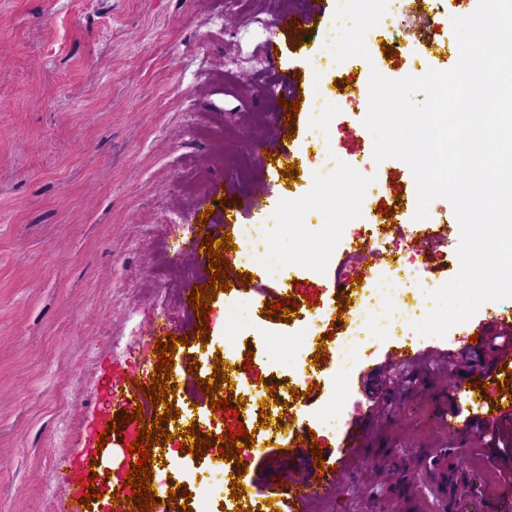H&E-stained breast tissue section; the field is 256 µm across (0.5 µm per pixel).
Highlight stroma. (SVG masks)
<instances>
[{
	"label": "stroma",
	"instance_id": "1",
	"mask_svg": "<svg viewBox=\"0 0 512 512\" xmlns=\"http://www.w3.org/2000/svg\"><path fill=\"white\" fill-rule=\"evenodd\" d=\"M297 0H0V512H50L54 502L84 494L89 445L105 438L112 450L109 480L92 512H111L112 491L125 485L123 450L138 426L106 432L126 413L127 392L111 393L103 379H152L154 351L136 344L144 313L182 339L174 364L197 362V377L212 381L216 365L236 412L216 415L186 390L168 394L175 407L174 443L155 446L150 485L157 501L177 486L238 481V507L256 512L268 499L284 498L281 474L300 471L312 454L335 449L351 424L369 434L346 464L343 495L308 512H392L400 459L417 471V445L431 434L438 379L451 390L467 389L471 376L448 363L443 351L460 347L490 315L481 306L446 336L416 337L411 330L377 339L336 382V347L353 330L350 308L364 288L344 294L336 285V258L365 225L413 219L416 184L403 161L373 157V138L363 120L369 57L393 52L397 77L452 68L459 49L452 18L471 14L478 0H438L429 16V39H396L395 27L370 30L368 58L353 57L340 72L351 80L341 108L326 121L329 139L354 175L336 191L335 212L316 197L323 156L313 142V115L300 113L285 144L306 166L295 179L267 173L269 190L242 218L270 224L272 243L290 251L317 225L343 224L331 256L321 263L291 261L277 275L241 257L226 256L237 287L212 300L207 334H199L197 309L185 305L183 281L172 269L174 251L193 236L202 212L215 201L234 200L245 189L231 162L249 139L273 134L276 77H290L300 98L321 99L315 75L327 63L338 0H317L313 34L282 30L276 14ZM280 50L269 58L266 46ZM370 189L368 207L348 219L355 190ZM428 223L446 227L448 242L425 271L444 285L458 273L460 228L451 203L428 207ZM245 294L252 302L248 331L235 333L224 319L225 303ZM297 297L288 318L267 316L268 303ZM304 335L301 370H275L263 354V336ZM237 347L225 354L224 340ZM399 342L426 355L397 366L377 396L387 399L384 417L367 416L372 398L363 380ZM323 362H315L317 351ZM244 426L250 438L242 459L189 453L188 428L221 437ZM195 433V434H196ZM247 471H238V463Z\"/></svg>",
	"mask_w": 512,
	"mask_h": 512
}]
</instances>
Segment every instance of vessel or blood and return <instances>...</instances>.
<instances>
[{
    "label": "vessel or blood",
    "mask_w": 512,
    "mask_h": 512,
    "mask_svg": "<svg viewBox=\"0 0 512 512\" xmlns=\"http://www.w3.org/2000/svg\"><path fill=\"white\" fill-rule=\"evenodd\" d=\"M316 10L315 0H306L302 8L281 11L276 17V24L281 28L308 24L314 19ZM250 151L259 169L263 171L269 166V156H276L280 161L289 157L287 147L278 137L251 141ZM268 189L265 179L256 180L251 185L249 193L242 196L237 206H228L220 211L221 223L228 227L238 224L243 215L252 209L255 201L267 194ZM216 234V225H202L192 238L185 240L177 248L176 259L200 261L201 249L205 247L207 238ZM471 405L475 413L468 418L450 411L446 404L442 403L436 407L435 420L438 428L454 439L456 445L452 448L422 449L424 468L421 477L427 484L430 497L426 500L417 496L410 497L405 512H468L469 503L476 500L490 502L512 497V486L479 476L476 469L463 463L460 451L461 446L472 439L478 421L511 423L512 401L497 406L493 411L486 409L484 401L479 399L472 400ZM366 440L364 432L347 430L337 446L341 462L339 468L332 471L314 466L304 475H288L285 479L288 487V512H306L310 503L322 500L332 493L341 492L345 484L343 464L365 445Z\"/></svg>",
    "instance_id": "1"
}]
</instances>
